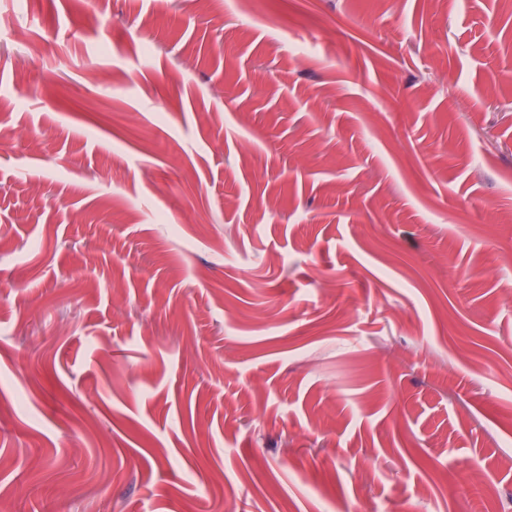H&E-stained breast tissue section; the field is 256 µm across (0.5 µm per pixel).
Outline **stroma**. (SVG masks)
Segmentation results:
<instances>
[{"instance_id": "obj_1", "label": "stroma", "mask_w": 512, "mask_h": 512, "mask_svg": "<svg viewBox=\"0 0 512 512\" xmlns=\"http://www.w3.org/2000/svg\"><path fill=\"white\" fill-rule=\"evenodd\" d=\"M0 512H512V0H0Z\"/></svg>"}]
</instances>
